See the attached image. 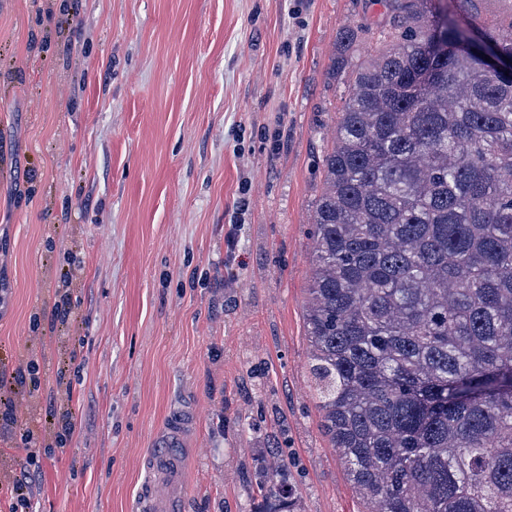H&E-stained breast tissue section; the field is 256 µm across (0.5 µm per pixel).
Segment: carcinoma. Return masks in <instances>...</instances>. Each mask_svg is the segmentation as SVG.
Wrapping results in <instances>:
<instances>
[{"instance_id": "obj_1", "label": "carcinoma", "mask_w": 512, "mask_h": 512, "mask_svg": "<svg viewBox=\"0 0 512 512\" xmlns=\"http://www.w3.org/2000/svg\"><path fill=\"white\" fill-rule=\"evenodd\" d=\"M390 0L322 157L305 314L320 428L366 512H512V74ZM512 57V14L482 28ZM257 487L297 512L280 450Z\"/></svg>"}]
</instances>
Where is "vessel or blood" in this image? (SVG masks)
<instances>
[{"label":"vessel or blood","mask_w":512,"mask_h":512,"mask_svg":"<svg viewBox=\"0 0 512 512\" xmlns=\"http://www.w3.org/2000/svg\"><path fill=\"white\" fill-rule=\"evenodd\" d=\"M193 419L189 414H180L164 426L157 437L156 451L147 454L144 466L149 476H164L170 488L157 491L146 488L140 506L141 512H182L181 496L175 488L181 480L184 461L178 450L184 447L191 433Z\"/></svg>","instance_id":"obj_1"}]
</instances>
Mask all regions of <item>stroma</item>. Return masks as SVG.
<instances>
[{
  "instance_id": "obj_1",
  "label": "stroma",
  "mask_w": 512,
  "mask_h": 512,
  "mask_svg": "<svg viewBox=\"0 0 512 512\" xmlns=\"http://www.w3.org/2000/svg\"><path fill=\"white\" fill-rule=\"evenodd\" d=\"M390 15L388 0H0V398L18 418L0 512L22 470L29 512H137L143 458L183 410L184 512H262L274 446L299 512H364L319 427L304 306L319 162L351 93L340 35L357 30L363 60Z\"/></svg>"
}]
</instances>
